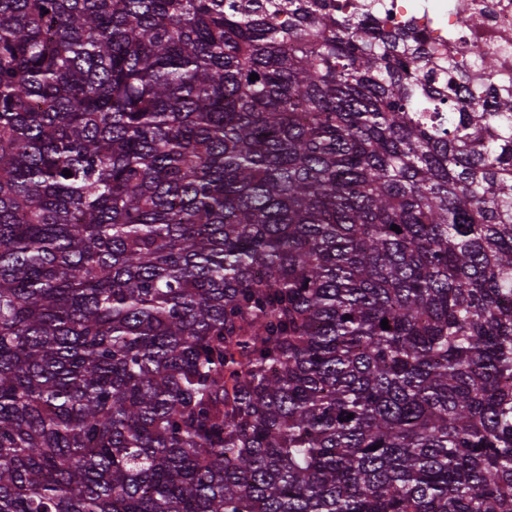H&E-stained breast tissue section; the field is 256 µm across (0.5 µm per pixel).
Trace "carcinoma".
Masks as SVG:
<instances>
[{
	"instance_id": "obj_1",
	"label": "carcinoma",
	"mask_w": 512,
	"mask_h": 512,
	"mask_svg": "<svg viewBox=\"0 0 512 512\" xmlns=\"http://www.w3.org/2000/svg\"><path fill=\"white\" fill-rule=\"evenodd\" d=\"M392 17L0 0V512H512V93Z\"/></svg>"
}]
</instances>
